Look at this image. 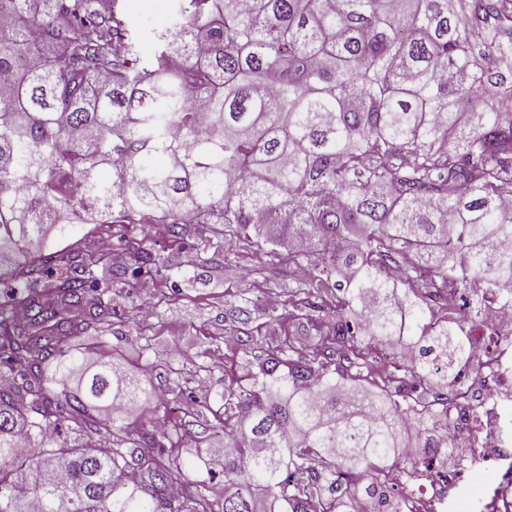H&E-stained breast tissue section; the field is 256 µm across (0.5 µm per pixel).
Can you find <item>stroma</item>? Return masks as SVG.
I'll use <instances>...</instances> for the list:
<instances>
[{
	"label": "stroma",
	"instance_id": "35a3bbf8",
	"mask_svg": "<svg viewBox=\"0 0 512 512\" xmlns=\"http://www.w3.org/2000/svg\"><path fill=\"white\" fill-rule=\"evenodd\" d=\"M118 5L133 30L142 54L153 49V33L171 26L180 0H119ZM222 225H198L194 234L176 243L157 239L150 225L138 224L132 232L147 248L169 257L173 263L189 264L195 282L182 290L178 301L164 303L150 313L148 321L160 335V356L152 371L155 386L177 407L197 439H207L217 422L220 395L227 370L245 374L239 357L245 332L260 329L264 341L280 339L279 328L270 323L268 297L285 302L298 277L288 266L257 263L253 243L234 240L225 253H215ZM149 302L148 288H134L130 278L112 281L113 306L117 312L102 339L108 347L132 352L135 343L118 312L128 292Z\"/></svg>",
	"mask_w": 512,
	"mask_h": 512
}]
</instances>
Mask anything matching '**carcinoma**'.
<instances>
[{"label":"carcinoma","instance_id":"carcinoma-1","mask_svg":"<svg viewBox=\"0 0 512 512\" xmlns=\"http://www.w3.org/2000/svg\"><path fill=\"white\" fill-rule=\"evenodd\" d=\"M154 41L142 57L118 0H0V512H400L381 473L410 433L442 447L433 419L467 362L448 275L512 300L493 248L512 236V113L492 104L512 95V0H181ZM189 220L282 226L307 248L257 252L312 267L272 317L284 338L247 336L257 370L224 386L218 500L181 466L182 420L124 419L152 393L149 367L126 368L153 349L142 305L136 358L72 346L112 318L95 238L163 222L181 241ZM123 242L157 303L191 283ZM379 346L398 352L368 390Z\"/></svg>","mask_w":512,"mask_h":512}]
</instances>
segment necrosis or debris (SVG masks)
Wrapping results in <instances>:
<instances>
[{
	"mask_svg": "<svg viewBox=\"0 0 512 512\" xmlns=\"http://www.w3.org/2000/svg\"><path fill=\"white\" fill-rule=\"evenodd\" d=\"M472 301L455 319L470 346V369L448 392L441 407V440L450 441L459 463L456 488L482 474L505 475L512 463V303L501 289L470 280ZM436 460L393 466L382 475L385 485L401 492V512H448L459 506L442 494Z\"/></svg>",
	"mask_w": 512,
	"mask_h": 512,
	"instance_id": "4bbe7bcc",
	"label": "necrosis or debris"
}]
</instances>
